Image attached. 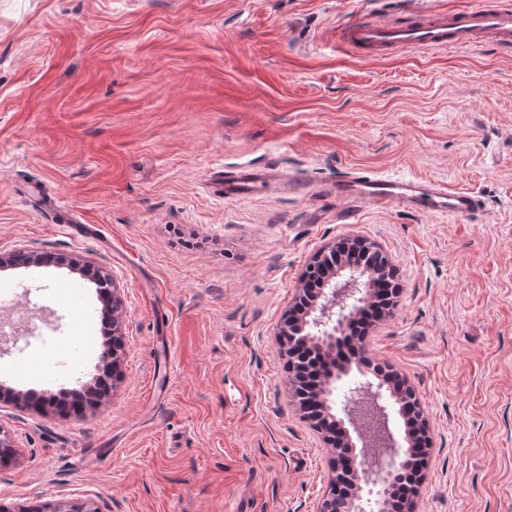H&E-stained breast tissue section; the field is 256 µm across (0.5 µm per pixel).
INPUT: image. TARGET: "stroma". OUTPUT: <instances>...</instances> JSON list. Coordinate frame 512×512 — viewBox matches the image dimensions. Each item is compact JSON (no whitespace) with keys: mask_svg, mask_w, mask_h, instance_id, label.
Listing matches in <instances>:
<instances>
[{"mask_svg":"<svg viewBox=\"0 0 512 512\" xmlns=\"http://www.w3.org/2000/svg\"><path fill=\"white\" fill-rule=\"evenodd\" d=\"M470 2L0 0V253L64 258L0 270L15 321L46 311L37 340L0 349V383L59 393L97 375L104 339L80 338L102 303L71 262L111 276L122 314L104 404L63 417L0 401L18 445L1 505L316 512L331 454L278 332L312 257L351 236L402 287L367 344L428 421L415 512H512V55L362 57L335 35L368 11ZM240 166L431 179L480 208L346 220L331 197L225 199ZM32 185L51 207L28 204Z\"/></svg>","mask_w":512,"mask_h":512,"instance_id":"35a3bbf8","label":"stroma"}]
</instances>
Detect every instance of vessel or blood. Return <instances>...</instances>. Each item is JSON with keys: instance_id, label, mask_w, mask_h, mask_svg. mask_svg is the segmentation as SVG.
I'll return each instance as SVG.
<instances>
[{"instance_id": "obj_1", "label": "vessel or blood", "mask_w": 512, "mask_h": 512, "mask_svg": "<svg viewBox=\"0 0 512 512\" xmlns=\"http://www.w3.org/2000/svg\"><path fill=\"white\" fill-rule=\"evenodd\" d=\"M488 39L503 54L512 53V9L503 6L500 0H474L472 6L454 13L431 11L422 21L398 22L367 16L336 27L337 43L357 55L474 49ZM268 186L262 174L230 172L224 177V196L236 199L262 192ZM309 191L317 198L331 195L381 210L469 217L479 208L478 197L470 191L452 192L447 186L418 178L372 173H354L328 183H314Z\"/></svg>"}]
</instances>
